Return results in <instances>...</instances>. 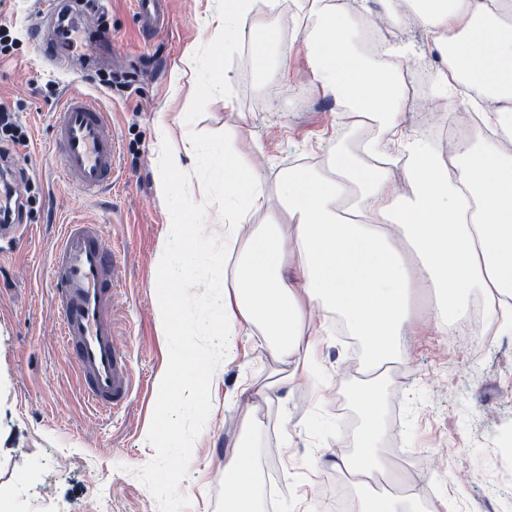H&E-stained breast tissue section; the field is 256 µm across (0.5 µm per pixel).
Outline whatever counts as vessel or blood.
Returning a JSON list of instances; mask_svg holds the SVG:
<instances>
[{
    "label": "vessel or blood",
    "instance_id": "1",
    "mask_svg": "<svg viewBox=\"0 0 512 512\" xmlns=\"http://www.w3.org/2000/svg\"><path fill=\"white\" fill-rule=\"evenodd\" d=\"M137 8L147 26L164 25L161 0H137ZM53 133L63 174L73 186L91 195L111 184L117 142L108 113L88 94L68 90L54 114ZM53 278L60 334L84 399L104 413L127 404L134 375L107 312L118 277L112 246L98 225H65L54 251Z\"/></svg>",
    "mask_w": 512,
    "mask_h": 512
}]
</instances>
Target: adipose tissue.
Listing matches in <instances>:
<instances>
[{"label": "adipose tissue", "mask_w": 512, "mask_h": 512, "mask_svg": "<svg viewBox=\"0 0 512 512\" xmlns=\"http://www.w3.org/2000/svg\"><path fill=\"white\" fill-rule=\"evenodd\" d=\"M367 2L311 0L301 24L311 31L314 75L353 111L377 121L394 150L368 163L336 146L327 170L289 171L274 200L256 171L225 155L224 333L257 329L279 361L306 375L317 365L323 330L307 326L308 313L341 318L365 354L367 377L355 391L363 425L352 454L318 466L350 480L359 512H423L412 484L384 499L372 488V478L387 473L376 453L382 389L375 378L408 357L400 343L416 315V289L435 293L428 310L434 324L459 319L471 290L480 288L495 322L512 326V0H412L428 44L452 59L464 88L457 111L484 112L504 132L480 150L461 142L463 161L454 167L401 130L398 102L407 86L398 61L409 46L382 43L389 62L381 66L356 53L350 16ZM278 6L279 0H224L223 14L205 23L229 33L250 16L269 42L277 35ZM399 163L408 175L407 197L390 176ZM276 206L296 216L291 233L251 223L253 213ZM395 226L415 250L414 265L399 257ZM235 397L247 413L224 459V512H262L251 445L262 395L244 384Z\"/></svg>", "instance_id": "ef3b65f1"}]
</instances>
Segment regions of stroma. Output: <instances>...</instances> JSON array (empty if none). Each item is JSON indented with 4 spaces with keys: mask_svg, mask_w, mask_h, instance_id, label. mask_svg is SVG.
Returning a JSON list of instances; mask_svg holds the SVG:
<instances>
[{
    "mask_svg": "<svg viewBox=\"0 0 512 512\" xmlns=\"http://www.w3.org/2000/svg\"><path fill=\"white\" fill-rule=\"evenodd\" d=\"M42 2L7 0L0 9V37L9 44L0 57V104L29 134L24 147L0 141V167L24 175L17 187L23 210L15 224L0 228V496L12 512H100L104 500L111 512H160L134 475L155 454L147 435L168 363L156 291L171 228L156 187L159 124L175 132L188 170L196 165L191 133H230L235 152L258 168L273 196L289 170H323L333 146L362 153L371 143L382 154L392 144L315 78L297 22L306 0H280L278 25L288 33L261 57L252 22L229 36L204 26L205 17L223 13L224 0H167L169 22L153 32L143 30L136 0H55L49 13ZM69 11L104 16L109 43L59 62L45 58L40 38H54L55 21ZM384 36L417 47L406 71L427 104L400 105L403 126L454 165L458 143L438 129L455 114L438 102L442 64L418 16L406 13ZM101 72L112 75L111 93L97 88ZM72 86L109 114L119 141L112 184L93 196L66 180L52 136L53 114ZM67 224L100 225L116 256L121 288L112 315L130 350L135 390L106 416L83 400L57 336L51 260ZM465 327L461 320L438 330L427 317L416 318L408 359L380 378V452L403 456L402 475L447 503V512H512V479L497 476L498 465H512L503 443L512 432V331L498 332L477 353L463 339ZM323 338L319 370L296 375L288 395L259 412L263 424L253 446L276 451L258 464L266 512H301L307 498L318 512H336L340 497L354 495L349 481L315 464L357 445L352 398L364 378V354L344 330ZM286 372L263 336L229 338L213 375L209 418L179 487L191 501L188 512H224V458L245 413L236 387H261Z\"/></svg>",
    "mask_w": 512,
    "mask_h": 512,
    "instance_id": "35a3bbf8",
    "label": "stroma"
}]
</instances>
